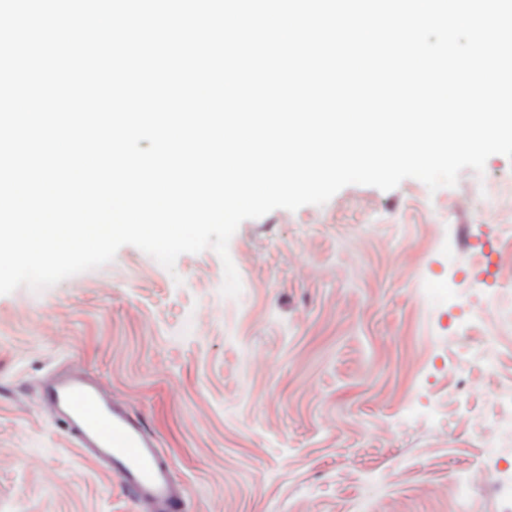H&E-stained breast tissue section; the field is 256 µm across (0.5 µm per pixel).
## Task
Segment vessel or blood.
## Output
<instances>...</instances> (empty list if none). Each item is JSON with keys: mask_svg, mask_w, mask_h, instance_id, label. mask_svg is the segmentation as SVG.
<instances>
[{"mask_svg": "<svg viewBox=\"0 0 512 512\" xmlns=\"http://www.w3.org/2000/svg\"><path fill=\"white\" fill-rule=\"evenodd\" d=\"M48 414L65 423L74 445L130 490L139 512H187L184 488L156 439L81 375L50 379L42 394Z\"/></svg>", "mask_w": 512, "mask_h": 512, "instance_id": "b4317fda", "label": "vessel or blood"}]
</instances>
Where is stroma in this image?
I'll return each instance as SVG.
<instances>
[{
  "mask_svg": "<svg viewBox=\"0 0 512 512\" xmlns=\"http://www.w3.org/2000/svg\"><path fill=\"white\" fill-rule=\"evenodd\" d=\"M167 271L126 245L41 292L0 295V512H137L41 391L77 367L141 422L189 512H512L489 444L512 388V160L436 192L408 178L244 221ZM456 282L459 295L446 285ZM491 471L498 494L468 489Z\"/></svg>",
  "mask_w": 512,
  "mask_h": 512,
  "instance_id": "stroma-1",
  "label": "stroma"
}]
</instances>
